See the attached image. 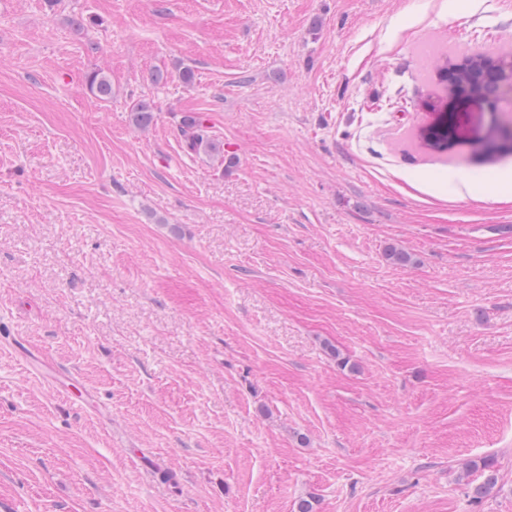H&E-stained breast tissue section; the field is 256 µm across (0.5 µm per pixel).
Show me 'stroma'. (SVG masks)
Instances as JSON below:
<instances>
[{"instance_id":"stroma-1","label":"stroma","mask_w":512,"mask_h":512,"mask_svg":"<svg viewBox=\"0 0 512 512\" xmlns=\"http://www.w3.org/2000/svg\"><path fill=\"white\" fill-rule=\"evenodd\" d=\"M470 55L512 0H0V512H512ZM183 128L188 146L193 151L204 150L211 153H223L224 145L210 139L206 134L203 119L195 115H186L183 119Z\"/></svg>"}]
</instances>
